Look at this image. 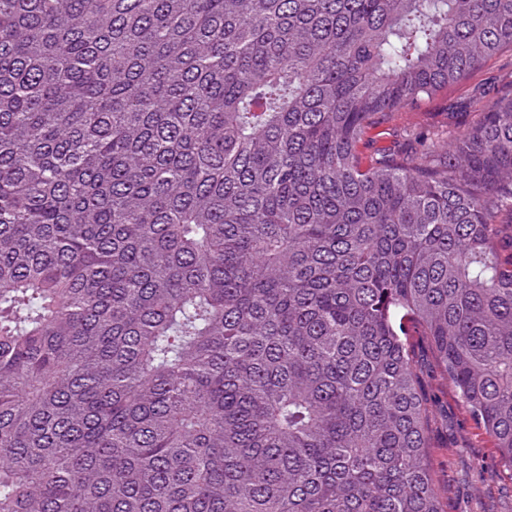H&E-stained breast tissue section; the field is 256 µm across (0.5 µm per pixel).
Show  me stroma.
Segmentation results:
<instances>
[{
  "instance_id": "obj_1",
  "label": "stroma",
  "mask_w": 512,
  "mask_h": 512,
  "mask_svg": "<svg viewBox=\"0 0 512 512\" xmlns=\"http://www.w3.org/2000/svg\"><path fill=\"white\" fill-rule=\"evenodd\" d=\"M512 95V50L503 49L460 82L438 91L417 112H395L378 120L360 146L363 155L404 146L402 132L413 124L441 126L448 119L465 125L469 102L488 103ZM424 377L422 391L438 418L428 458L443 512H512V478L503 471L492 439L470 419L453 388L435 374L426 339H410Z\"/></svg>"
}]
</instances>
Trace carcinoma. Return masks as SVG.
Returning a JSON list of instances; mask_svg holds the SVG:
<instances>
[{
    "mask_svg": "<svg viewBox=\"0 0 512 512\" xmlns=\"http://www.w3.org/2000/svg\"><path fill=\"white\" fill-rule=\"evenodd\" d=\"M512 0H0V512H441L410 328L512 472V96L358 146Z\"/></svg>",
    "mask_w": 512,
    "mask_h": 512,
    "instance_id": "carcinoma-1",
    "label": "carcinoma"
}]
</instances>
